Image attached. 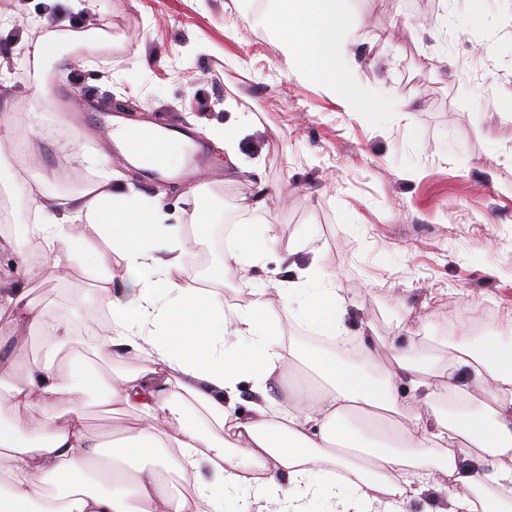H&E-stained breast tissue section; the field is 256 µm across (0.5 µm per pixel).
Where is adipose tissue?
<instances>
[{
    "label": "adipose tissue",
    "mask_w": 512,
    "mask_h": 512,
    "mask_svg": "<svg viewBox=\"0 0 512 512\" xmlns=\"http://www.w3.org/2000/svg\"><path fill=\"white\" fill-rule=\"evenodd\" d=\"M257 22L297 74L349 54L336 0H266ZM112 180L105 169L54 208L34 205L11 247L16 284L0 289V320H24L49 346L42 357L21 353L0 363V512H224L227 493L237 512H402L431 485L448 490L449 512H512L511 341L458 342L457 364L486 383L494 405L451 418L435 404L458 395L453 374L435 382L399 357L373 379L364 370L375 357L368 345L352 356L341 346L283 356L261 319L272 303L330 339L346 334L344 301L321 271L311 266L297 280L274 283L248 309L225 308L210 291L173 281L192 243L181 225L164 223L159 200H133ZM301 246L267 226L243 224L224 261L245 272L274 249L290 255ZM76 263L95 274L109 313L101 350L144 359L108 383L81 365L60 374L55 359L72 328L29 298L31 283L65 278ZM297 363L320 380L319 398L298 390L276 401L268 380ZM247 376L256 398L238 415V385ZM401 380L418 391L410 402L398 396ZM95 391L141 422L109 448L86 423ZM394 415L401 418L395 425ZM160 448L157 470L136 468ZM471 454L483 467L462 473L459 463ZM204 469L210 480L201 478ZM168 470L192 480V491L172 490L161 478ZM490 483L497 493L486 492Z\"/></svg>",
    "instance_id": "adipose-tissue-1"
}]
</instances>
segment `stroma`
I'll return each instance as SVG.
<instances>
[{
    "instance_id": "35a3bbf8",
    "label": "stroma",
    "mask_w": 512,
    "mask_h": 512,
    "mask_svg": "<svg viewBox=\"0 0 512 512\" xmlns=\"http://www.w3.org/2000/svg\"><path fill=\"white\" fill-rule=\"evenodd\" d=\"M264 0H0V114L12 113L35 156L27 180L47 198L70 194L67 177L93 172L81 157L109 156L114 186L164 199L167 221L201 232L202 263L174 279L205 284L225 307H247L259 289L317 266L344 300L352 347L383 350L368 373L382 378L399 351L424 368H453L470 409L486 398L455 365L458 338L512 340V0H343L364 94L354 113L295 76L276 40L255 25ZM102 28L104 44L65 46L40 82L18 44L37 33ZM46 94H38L39 85ZM408 111H400V104ZM126 121L189 130L205 148L192 180L128 163L104 132ZM248 123L224 148L233 113ZM258 210H250V203ZM265 224L305 246L272 251L265 269L225 267L220 223ZM317 241L318 251L307 248ZM83 268L34 284L36 304L75 332L62 364L78 359L104 376L132 370L134 353L95 355L107 311ZM282 351L327 349L293 313L275 308Z\"/></svg>"
}]
</instances>
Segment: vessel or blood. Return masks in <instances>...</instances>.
I'll list each match as a JSON object with an SVG mask.
<instances>
[{"mask_svg": "<svg viewBox=\"0 0 512 512\" xmlns=\"http://www.w3.org/2000/svg\"><path fill=\"white\" fill-rule=\"evenodd\" d=\"M121 140L127 154L143 160L158 175L168 173L173 160L190 150L186 133L177 127L158 133L130 129L123 131Z\"/></svg>", "mask_w": 512, "mask_h": 512, "instance_id": "b4317fda", "label": "vessel or blood"}]
</instances>
